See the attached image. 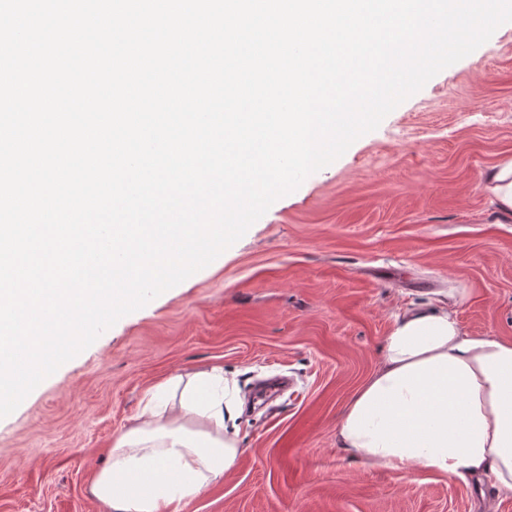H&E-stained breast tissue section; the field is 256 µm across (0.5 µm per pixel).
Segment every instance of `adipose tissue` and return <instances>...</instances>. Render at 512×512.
<instances>
[{
    "instance_id": "1",
    "label": "adipose tissue",
    "mask_w": 512,
    "mask_h": 512,
    "mask_svg": "<svg viewBox=\"0 0 512 512\" xmlns=\"http://www.w3.org/2000/svg\"><path fill=\"white\" fill-rule=\"evenodd\" d=\"M156 391L91 483L109 512H178L237 463L227 428L243 406L236 389L200 371ZM337 439L371 465L489 474L512 497V342L466 335L445 308L406 313L346 407Z\"/></svg>"
}]
</instances>
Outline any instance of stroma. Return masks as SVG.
<instances>
[{
	"label": "stroma",
	"instance_id": "35a3bbf8",
	"mask_svg": "<svg viewBox=\"0 0 512 512\" xmlns=\"http://www.w3.org/2000/svg\"><path fill=\"white\" fill-rule=\"evenodd\" d=\"M509 160L512 23L0 418V512H100L91 479L150 390L214 367L246 397L241 454L180 512H512L492 478L336 441L397 315L445 303L467 335L512 340V215L484 182ZM277 375L287 390L262 394Z\"/></svg>",
	"mask_w": 512,
	"mask_h": 512
}]
</instances>
